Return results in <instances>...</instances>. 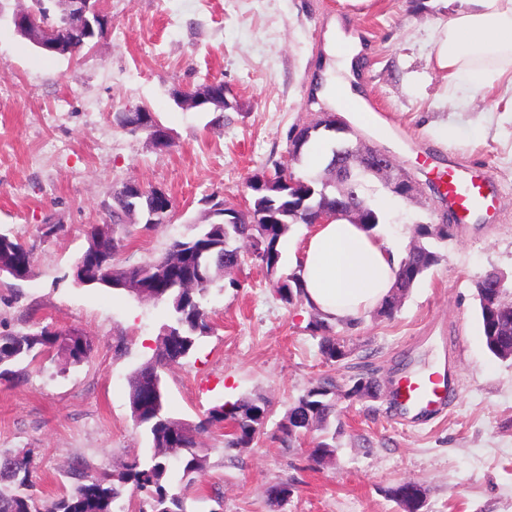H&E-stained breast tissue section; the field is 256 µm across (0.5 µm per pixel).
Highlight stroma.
I'll return each mask as SVG.
<instances>
[{"instance_id":"1","label":"stroma","mask_w":512,"mask_h":512,"mask_svg":"<svg viewBox=\"0 0 512 512\" xmlns=\"http://www.w3.org/2000/svg\"><path fill=\"white\" fill-rule=\"evenodd\" d=\"M420 2L108 0V33L71 59L36 53L11 22L26 0H0V231L34 249L31 277H0V321L15 331L76 329L92 344L81 364L59 353L31 365L22 383L0 380V454L31 452L42 495L71 485L72 468L109 472L149 446L130 416L128 381L155 355L168 308L71 277L87 228L107 221L102 204L113 186L157 187L175 204L168 223L131 225L123 259L138 263L193 235L206 196L241 209L249 177L278 166L307 174L306 162H291L287 136L324 110L316 93L326 81L327 32L339 20L364 47L356 77L365 106L388 125L350 113L351 131L337 142L385 146L424 185L452 164L486 166L497 181L499 220L433 241L441 263L393 318L364 316L350 333L346 365L325 363L309 309L282 300L252 262L235 271L237 287L216 280L203 299L213 330L165 371L166 409L196 422L211 407L259 395L272 409L249 447L228 451L219 434L202 436L208 464L186 491L187 512H271L265 490L285 480L295 491L280 512H401L385 490L406 480L424 487L428 512H512V359L487 350L475 298L486 273L512 279V112L499 92L465 79L449 86L434 64L448 13ZM211 81L232 92L231 119L220 127L212 113L173 99ZM139 105L168 129L170 148L113 122V112ZM473 125L483 138H460ZM392 204L379 232L403 255L417 225L439 223L441 212L425 197ZM47 224L63 230L42 238ZM354 371L375 373L381 392L338 400L340 448L311 469L307 441L284 448L273 435L317 379L342 386ZM435 371L454 389L442 412L413 415L394 400L402 379Z\"/></svg>"}]
</instances>
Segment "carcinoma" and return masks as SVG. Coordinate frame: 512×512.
Returning <instances> with one entry per match:
<instances>
[{"label":"carcinoma","mask_w":512,"mask_h":512,"mask_svg":"<svg viewBox=\"0 0 512 512\" xmlns=\"http://www.w3.org/2000/svg\"><path fill=\"white\" fill-rule=\"evenodd\" d=\"M47 0H31L29 9L44 15L57 29L55 56H79L104 36L109 25L94 22L95 34L66 23L45 6ZM113 121L122 130L136 135L144 132L137 112H115ZM287 170L276 168L270 179L252 183V203L246 210L223 207L224 200L207 198L215 216L197 225L190 237L172 241L166 253L149 263L126 264L120 256L129 246L127 225L140 215L147 224L151 190H145L136 209L127 200V183L112 191V202L104 203L110 231L91 226L86 231L87 247L74 265V281L79 285L109 288L163 302L169 317L159 334L157 352L152 360L132 376L129 392L131 418L147 435L150 452L140 460L123 465L110 473L88 475L72 470L75 482L69 490L54 498L33 496L34 462L30 455H0V512H130L138 499V512H187L182 484L196 482L207 468V454L199 448L198 435L212 429L224 430V449L246 448L264 426L271 411V401L264 397L238 400L210 408L203 418L191 424L170 416L164 406L161 373L185 361L196 349L201 337L212 331L209 311L202 300L220 274H230L245 259H250L276 278L277 292L286 303L301 300L296 274L280 273L279 243L293 224H313L324 210L340 217L350 216V209L364 211L363 225L374 229L382 216L365 195L368 174L356 172L342 188L329 191L314 176H302L301 187L289 189ZM453 236L451 224H420L417 242L401 259L394 291L377 309L388 319L394 316L404 295L424 274L439 264L441 256L423 242L430 237ZM17 268L28 278L33 273L32 247L0 232V269ZM479 322L488 350L506 359L512 351V313L500 309L507 289L504 277L486 274L476 285ZM336 324L318 313H311L308 323L313 335L320 337V353L328 362H340L350 355L349 338L335 332ZM65 352L79 363L91 352L87 339L72 330L43 327L28 332H0V379L20 380L27 368L55 351ZM379 393V381L372 373H359L341 390L331 379L321 378L289 409L279 434L274 439L284 448L301 437H310L309 459L320 467L336 456V434L325 432L336 417L337 400L359 399V385ZM294 492L285 481L267 487L266 499L278 510Z\"/></svg>","instance_id":"obj_1"}]
</instances>
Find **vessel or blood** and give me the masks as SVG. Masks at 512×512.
<instances>
[{
  "label": "vessel or blood",
  "mask_w": 512,
  "mask_h": 512,
  "mask_svg": "<svg viewBox=\"0 0 512 512\" xmlns=\"http://www.w3.org/2000/svg\"><path fill=\"white\" fill-rule=\"evenodd\" d=\"M440 180L444 193L439 203L442 208L454 213L459 223H470L475 216L487 223L494 221L496 182L489 170L451 169L442 173ZM450 390L451 384L444 375L431 373L405 378L398 383L393 397L405 409L431 414L449 402Z\"/></svg>",
  "instance_id": "b4317fda"
}]
</instances>
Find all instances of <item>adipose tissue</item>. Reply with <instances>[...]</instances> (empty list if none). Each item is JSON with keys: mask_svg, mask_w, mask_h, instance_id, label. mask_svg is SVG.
Instances as JSON below:
<instances>
[{"mask_svg": "<svg viewBox=\"0 0 512 512\" xmlns=\"http://www.w3.org/2000/svg\"><path fill=\"white\" fill-rule=\"evenodd\" d=\"M448 20L436 42L434 59L449 84L470 79L476 88L504 87L512 95V0H441ZM332 50L336 77L330 101L370 119L355 85L352 33L336 29ZM399 258L390 243L348 219L315 225L295 265L307 308L329 320L349 321L373 310L396 281Z\"/></svg>", "mask_w": 512, "mask_h": 512, "instance_id": "1", "label": "adipose tissue"}]
</instances>
